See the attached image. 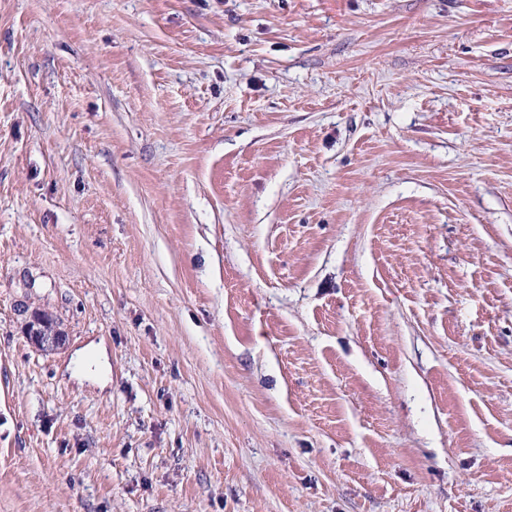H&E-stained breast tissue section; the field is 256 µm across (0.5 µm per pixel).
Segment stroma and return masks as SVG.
<instances>
[{
	"mask_svg": "<svg viewBox=\"0 0 512 512\" xmlns=\"http://www.w3.org/2000/svg\"><path fill=\"white\" fill-rule=\"evenodd\" d=\"M0 512H512V0H0ZM29 339L42 350H52L62 344L63 332L40 313H35L26 327Z\"/></svg>",
	"mask_w": 512,
	"mask_h": 512,
	"instance_id": "1",
	"label": "stroma"
}]
</instances>
